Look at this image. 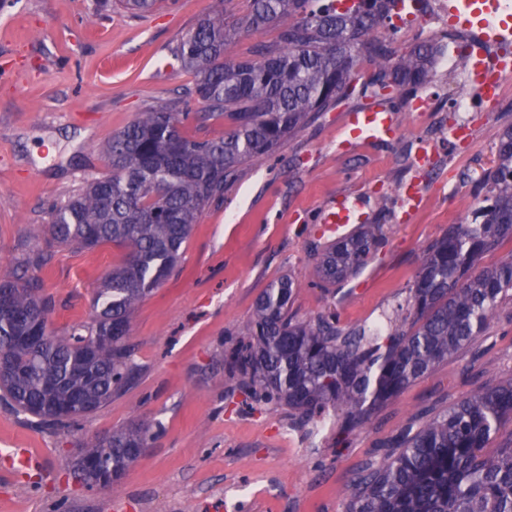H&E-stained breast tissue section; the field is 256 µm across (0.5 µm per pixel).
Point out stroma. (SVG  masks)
Listing matches in <instances>:
<instances>
[{"instance_id": "obj_1", "label": "stroma", "mask_w": 512, "mask_h": 512, "mask_svg": "<svg viewBox=\"0 0 512 512\" xmlns=\"http://www.w3.org/2000/svg\"><path fill=\"white\" fill-rule=\"evenodd\" d=\"M219 0H161L154 12L99 17L94 0H10L0 8V278L48 249L39 270L55 300V333L89 321L101 279L123 249L106 245L47 248L52 206L64 204L106 171L102 150L113 132L167 101L188 112L185 127L219 138L223 123L199 121L189 99L192 75L177 58L181 41ZM459 68L434 67L417 97L433 111L395 107L393 139L355 140L340 149L344 114L363 107L353 96L319 113L273 154L240 167L224 202L197 217L174 272L134 310L128 342L137 372L131 385L78 426H38L0 399V512H344L338 487L377 461L381 444L411 420L428 418L458 398L512 378V301L490 329L376 411L343 449L323 428L316 444L287 410L246 405L231 392L224 351L245 331L257 297L284 276L303 281L292 310L309 320L335 312L344 328L384 322L406 296L427 245L465 224L496 135L512 125V96L488 113L458 112L450 100ZM472 144L449 148L457 125ZM431 168L416 161L421 147ZM418 181L426 203L411 223L398 221L400 185ZM345 196L385 238L347 281L312 285L317 255L328 244L322 209ZM140 423L155 434L118 487L86 488L68 463L97 437ZM43 461L36 477L8 465L14 449Z\"/></svg>"}]
</instances>
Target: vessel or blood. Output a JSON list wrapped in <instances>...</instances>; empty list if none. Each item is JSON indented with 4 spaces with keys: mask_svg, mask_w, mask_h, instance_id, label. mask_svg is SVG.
Masks as SVG:
<instances>
[{
    "mask_svg": "<svg viewBox=\"0 0 512 512\" xmlns=\"http://www.w3.org/2000/svg\"><path fill=\"white\" fill-rule=\"evenodd\" d=\"M448 18L459 27L478 29L483 34L482 44L469 50V82L475 91V109L489 111L498 99V87L505 75L512 73V58L500 56L496 63H488L484 46L488 43L512 42V12L506 11L501 0H448ZM345 132L348 138L369 135L389 138L395 135L396 125L390 108L373 103L346 112ZM403 205L400 223L407 224L421 211L425 197L417 184L408 183L401 189ZM321 223L343 230L352 222L351 208L347 197L331 201L320 217Z\"/></svg>",
    "mask_w": 512,
    "mask_h": 512,
    "instance_id": "1",
    "label": "vessel or blood"
}]
</instances>
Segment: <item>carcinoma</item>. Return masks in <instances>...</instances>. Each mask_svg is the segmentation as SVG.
<instances>
[{
  "label": "carcinoma",
  "instance_id": "obj_1",
  "mask_svg": "<svg viewBox=\"0 0 512 512\" xmlns=\"http://www.w3.org/2000/svg\"><path fill=\"white\" fill-rule=\"evenodd\" d=\"M158 2L95 0V14L148 13ZM394 4L250 0L240 19L221 9L198 20L179 57L205 117L227 123V131L198 139L185 130L188 113L160 103L112 134L107 171L51 209L47 229L59 246L112 244L124 257L104 276L90 320L60 336L48 331L52 299L38 276L0 280L4 397L41 425L71 427L132 381L133 311L176 266L198 214L224 202L239 166L269 156L316 113L353 95L363 53L377 63L363 95L391 89V99L404 101L428 82L432 45L396 56L380 36ZM267 27L278 30L275 41L224 60L236 31ZM496 153L471 222L449 225L426 247L405 303L386 325L346 331L334 313L299 321L289 309L300 284L285 276L259 296L246 332L224 357L233 389L257 404L286 406L305 424L337 413L333 447L342 448L376 409L482 335L512 298V253L478 268L485 254L512 242V126L498 134ZM381 241L380 225L365 224L332 242L319 255L314 284L356 274ZM511 422L512 378L409 422L379 461L339 490L345 512H512ZM153 438L148 425L114 430L78 454L73 470L90 487H113L132 449ZM498 439L501 447H492Z\"/></svg>",
  "mask_w": 512,
  "mask_h": 512
}]
</instances>
